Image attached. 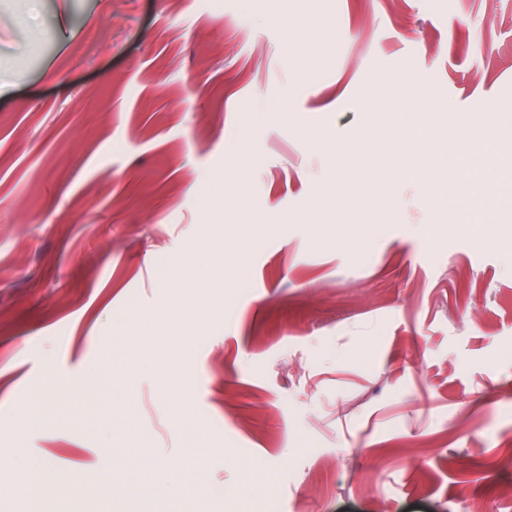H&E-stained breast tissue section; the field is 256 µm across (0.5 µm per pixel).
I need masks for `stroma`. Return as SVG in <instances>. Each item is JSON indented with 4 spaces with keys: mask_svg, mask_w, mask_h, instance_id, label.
<instances>
[{
    "mask_svg": "<svg viewBox=\"0 0 512 512\" xmlns=\"http://www.w3.org/2000/svg\"><path fill=\"white\" fill-rule=\"evenodd\" d=\"M4 80L0 512H512V0H0ZM217 265H211L204 261H199L192 265L191 267V276L189 281V288L184 289L183 292V308L186 312L191 308L192 306V299H191V293L194 290V288H198V286L201 284L202 280H206L207 277L212 273L214 268Z\"/></svg>",
    "mask_w": 512,
    "mask_h": 512,
    "instance_id": "obj_1",
    "label": "stroma"
}]
</instances>
